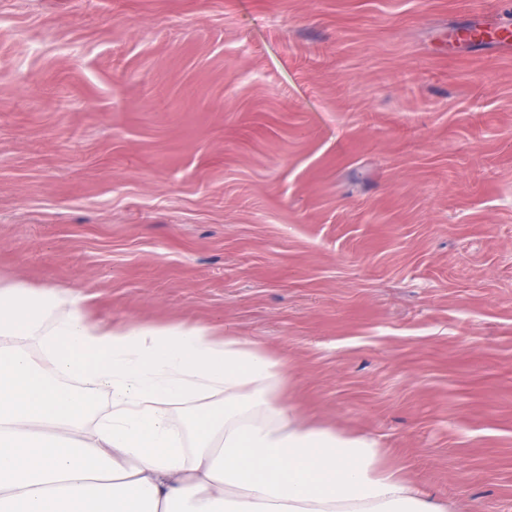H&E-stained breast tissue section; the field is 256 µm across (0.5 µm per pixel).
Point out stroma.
Listing matches in <instances>:
<instances>
[{"label":"stroma","instance_id":"obj_1","mask_svg":"<svg viewBox=\"0 0 512 512\" xmlns=\"http://www.w3.org/2000/svg\"><path fill=\"white\" fill-rule=\"evenodd\" d=\"M503 30L512 0H0V274L224 325L312 420L512 512Z\"/></svg>","mask_w":512,"mask_h":512}]
</instances>
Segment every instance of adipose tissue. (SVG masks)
<instances>
[{"instance_id": "ef3b65f1", "label": "adipose tissue", "mask_w": 512, "mask_h": 512, "mask_svg": "<svg viewBox=\"0 0 512 512\" xmlns=\"http://www.w3.org/2000/svg\"><path fill=\"white\" fill-rule=\"evenodd\" d=\"M290 380L210 324L114 327L0 275V512H445L375 439L307 420Z\"/></svg>"}]
</instances>
